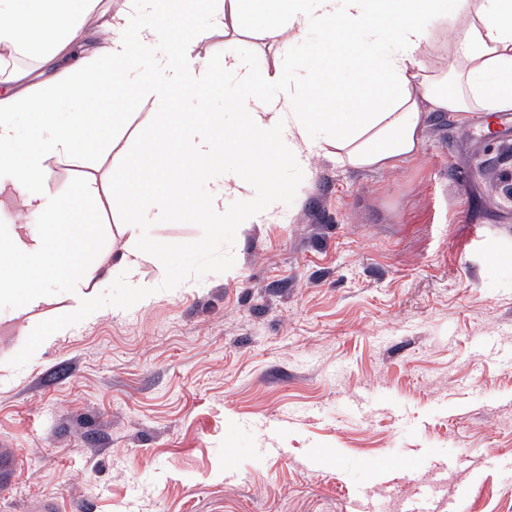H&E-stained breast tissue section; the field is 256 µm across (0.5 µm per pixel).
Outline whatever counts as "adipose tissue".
<instances>
[{"mask_svg":"<svg viewBox=\"0 0 512 512\" xmlns=\"http://www.w3.org/2000/svg\"><path fill=\"white\" fill-rule=\"evenodd\" d=\"M123 2L106 21L111 39L96 45L83 29L90 0H23L19 6L0 0V49L48 61L84 42L92 56L122 65L90 76L59 75L47 85H28L26 74L15 73L0 88V171L29 216L0 243V298L22 297L30 309L50 302L59 285L85 297L107 280L103 265L82 261L95 246L98 225L79 220L73 204L52 194L45 180L49 158L75 155L105 136L92 85L119 83L156 99L173 88L191 92L180 115V154L148 146L135 161V174L120 170L112 177L110 194L134 215L125 226L132 246L115 262L131 285L140 275L133 245L143 241L147 225L187 214L224 223L231 200L266 185L281 187L287 169L307 170L311 158L327 149L337 162L359 170L396 166L416 154L432 112H512V0H211L208 31L240 33L247 13L263 19V38L277 46L276 62L263 69L232 51L219 59L194 54L199 35L191 30L179 47L164 48L158 0ZM334 20L353 38L355 93L346 98L324 93L295 54L309 31ZM438 24L457 27L444 70L423 61L435 48ZM145 54L147 74L140 61ZM218 72L235 79L238 91L223 111L211 112L193 89ZM66 100L82 108L63 121ZM20 112L35 113L39 123L19 160L12 145ZM137 179L154 184L155 192L141 197ZM202 181L207 189L200 195ZM295 203L281 187L249 220L278 218Z\"/></svg>","mask_w":512,"mask_h":512,"instance_id":"1","label":"adipose tissue"}]
</instances>
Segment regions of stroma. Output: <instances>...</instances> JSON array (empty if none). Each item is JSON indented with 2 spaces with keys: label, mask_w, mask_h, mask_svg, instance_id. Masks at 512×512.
<instances>
[{
  "label": "stroma",
  "mask_w": 512,
  "mask_h": 512,
  "mask_svg": "<svg viewBox=\"0 0 512 512\" xmlns=\"http://www.w3.org/2000/svg\"><path fill=\"white\" fill-rule=\"evenodd\" d=\"M261 25L195 52L272 65ZM339 29L297 52L341 93ZM186 99L100 90L104 143L49 161L50 192L101 226L85 263L128 248L112 173L177 147ZM474 120L432 113L391 168L315 156L282 221L239 223L244 202L152 225L138 286L111 272L81 328L67 294L0 324V512H512V123Z\"/></svg>",
  "instance_id": "35a3bbf8"
}]
</instances>
